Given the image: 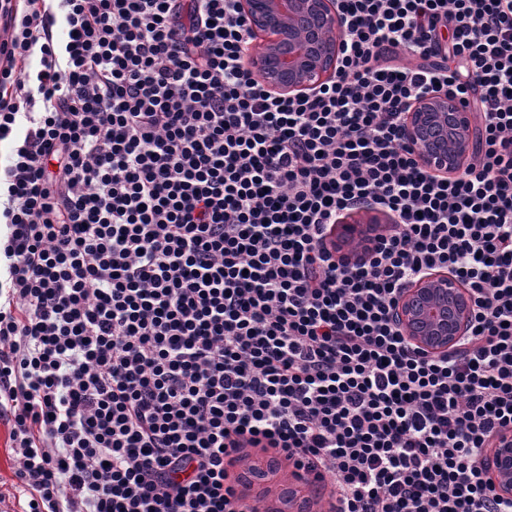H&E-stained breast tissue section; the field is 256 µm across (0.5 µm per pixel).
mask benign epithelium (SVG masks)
<instances>
[{
  "label": "benign epithelium",
  "instance_id": "obj_1",
  "mask_svg": "<svg viewBox=\"0 0 512 512\" xmlns=\"http://www.w3.org/2000/svg\"><path fill=\"white\" fill-rule=\"evenodd\" d=\"M250 20L252 39L247 67L279 94L303 95L333 77L343 18L336 0H240ZM402 136L425 169L455 175L473 151L471 114L443 92L412 102L402 123ZM378 210L362 208L336 225V248L351 259L350 243L358 225L378 224ZM472 302L466 289L444 271L413 281L398 296L392 318L403 334L429 354H444L466 337ZM484 471L497 495L512 500V434L507 433L484 454Z\"/></svg>",
  "mask_w": 512,
  "mask_h": 512
}]
</instances>
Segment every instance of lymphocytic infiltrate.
<instances>
[{
  "mask_svg": "<svg viewBox=\"0 0 512 512\" xmlns=\"http://www.w3.org/2000/svg\"><path fill=\"white\" fill-rule=\"evenodd\" d=\"M239 0H0V419L28 512H258L274 451L328 512H512V0H336L333 80L269 91ZM40 68L31 71V59ZM472 115L462 174L401 137ZM390 218L343 267L326 239ZM473 299L426 353L390 319L435 271ZM402 136L418 163L439 174L462 172L474 146L470 112L444 92L426 94L412 102L402 123ZM377 214L378 210L375 208H362L338 222L334 240L336 241V249L342 248L341 256L344 261H349L352 257L350 243L360 237L358 224H383ZM484 471L497 495L512 500V434L506 433L497 441L495 448H487L484 454Z\"/></svg>",
  "mask_w": 512,
  "mask_h": 512,
  "instance_id": "1",
  "label": "lymphocytic infiltrate"
}]
</instances>
